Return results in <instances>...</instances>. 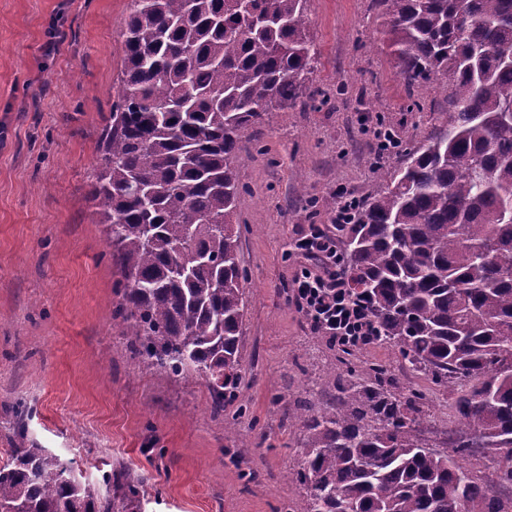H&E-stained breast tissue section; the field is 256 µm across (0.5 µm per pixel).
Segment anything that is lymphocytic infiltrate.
Segmentation results:
<instances>
[{"mask_svg": "<svg viewBox=\"0 0 512 512\" xmlns=\"http://www.w3.org/2000/svg\"><path fill=\"white\" fill-rule=\"evenodd\" d=\"M292 252L317 262L313 268L301 267L289 285V297L310 328L345 348L376 344V326L366 302L347 286L335 237L323 225H309L295 239Z\"/></svg>", "mask_w": 512, "mask_h": 512, "instance_id": "1", "label": "lymphocytic infiltrate"}]
</instances>
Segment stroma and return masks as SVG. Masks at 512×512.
Wrapping results in <instances>:
<instances>
[{
  "label": "stroma",
  "instance_id": "obj_1",
  "mask_svg": "<svg viewBox=\"0 0 512 512\" xmlns=\"http://www.w3.org/2000/svg\"><path fill=\"white\" fill-rule=\"evenodd\" d=\"M130 7L0 0V464L22 426L80 480L101 484L118 460L147 472L141 512H279L305 495L285 478L303 437L289 410L325 401L333 373L369 382L376 366L395 394H424L421 438L449 452L452 396L411 373L397 348L346 351L313 332L286 293L299 269L291 243L329 223L338 194L383 190L378 170L402 167L447 129L446 79L406 89L374 0H307L310 84L329 97L243 136V381L219 416L204 379L152 367L112 319L119 275L91 191ZM386 129L400 145L380 159Z\"/></svg>",
  "mask_w": 512,
  "mask_h": 512
}]
</instances>
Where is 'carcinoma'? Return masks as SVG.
<instances>
[{
    "mask_svg": "<svg viewBox=\"0 0 512 512\" xmlns=\"http://www.w3.org/2000/svg\"><path fill=\"white\" fill-rule=\"evenodd\" d=\"M408 91L452 79L448 131L384 171L382 192L338 228L350 288L405 365L454 396L455 452L503 450L487 484L423 446L424 397L354 379L303 428L290 512H512V0H376ZM307 0H132L123 68L93 198L121 276L112 320L150 365L204 378L224 413L241 380L246 317L233 224L241 137L316 102ZM81 482L19 431L0 466V512H139L126 467Z\"/></svg>",
    "mask_w": 512,
    "mask_h": 512,
    "instance_id": "cac0c4a2",
    "label": "carcinoma"
}]
</instances>
